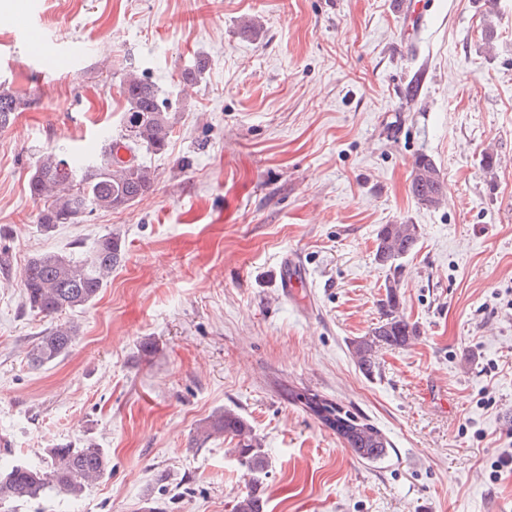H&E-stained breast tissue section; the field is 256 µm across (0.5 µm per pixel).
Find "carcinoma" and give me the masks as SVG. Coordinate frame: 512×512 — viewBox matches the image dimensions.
Segmentation results:
<instances>
[{
    "mask_svg": "<svg viewBox=\"0 0 512 512\" xmlns=\"http://www.w3.org/2000/svg\"><path fill=\"white\" fill-rule=\"evenodd\" d=\"M125 106L118 134L104 146L100 158L79 160L62 151L43 152L28 179L31 196L43 202L39 225L49 233L59 224H74L94 211L123 209L153 190L155 175L139 154L161 153L174 127L169 102L152 81L129 74L119 81ZM27 100L17 91L0 90V127L11 124ZM129 152L125 158L120 151ZM411 194L418 203L432 207L442 199V177L435 163L421 154L414 161ZM376 255L382 265H393L418 246L414 224H384L376 235ZM119 237L102 236L88 256L79 261L57 253L32 257L23 269L21 282L29 308L45 317L72 311L93 301L106 285L112 268L122 260ZM417 336V327L399 313L396 290L387 289L382 316L372 330L353 339L350 348L359 367L368 375L384 350L403 349ZM77 337V328L62 322L52 328L29 353L33 366H44L65 356ZM290 402L333 431L359 458L377 461L386 456V437L361 413L346 408L308 389L288 391ZM224 435L239 439L237 453L253 486L268 467L260 443L251 435L246 420L226 409L197 431L195 444ZM47 467L27 464L0 466V505L35 499L49 490L77 498L109 469L110 460L94 445L83 448H51ZM256 491L240 497L233 512H263Z\"/></svg>",
    "mask_w": 512,
    "mask_h": 512,
    "instance_id": "obj_1",
    "label": "carcinoma"
}]
</instances>
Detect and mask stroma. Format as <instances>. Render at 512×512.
Wrapping results in <instances>:
<instances>
[{"mask_svg": "<svg viewBox=\"0 0 512 512\" xmlns=\"http://www.w3.org/2000/svg\"><path fill=\"white\" fill-rule=\"evenodd\" d=\"M399 2L0 0V87L28 100L0 128V462L93 442L111 467L12 512H232L252 487L236 440L192 445L227 409L269 460L264 512H512V469L495 467L512 451V0H435L411 41ZM32 31L56 69L29 55ZM129 70L174 123L141 156L153 191L43 232L32 167L116 135ZM421 153L444 181L435 208L409 191ZM385 224L420 230L395 269L375 259ZM110 232L122 261L61 317L73 349L31 367L57 320L25 304V265ZM293 254L306 285L288 297ZM390 287L418 334L368 376L349 343ZM286 387L361 412L387 456L360 459Z\"/></svg>", "mask_w": 512, "mask_h": 512, "instance_id": "35a3bbf8", "label": "stroma"}]
</instances>
